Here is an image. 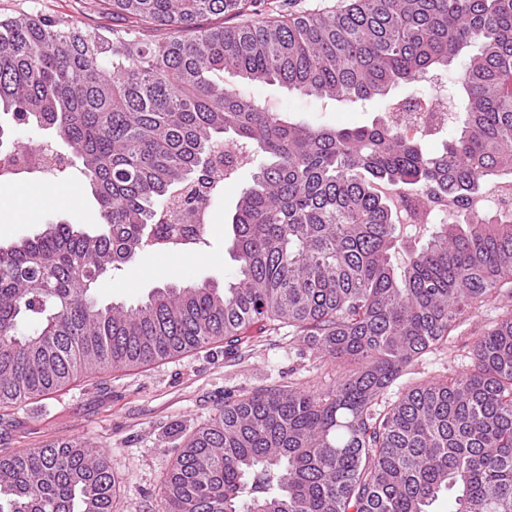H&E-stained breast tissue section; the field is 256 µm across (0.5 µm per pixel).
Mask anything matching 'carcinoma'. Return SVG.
Returning <instances> with one entry per match:
<instances>
[{"label":"carcinoma","instance_id":"obj_1","mask_svg":"<svg viewBox=\"0 0 512 512\" xmlns=\"http://www.w3.org/2000/svg\"><path fill=\"white\" fill-rule=\"evenodd\" d=\"M255 0H103L119 30L0 17V112L55 132L98 204L94 233L45 224L0 247V409L83 374L140 368L248 330L286 327L336 360L317 392L272 386L224 401L184 441L158 512H512V311L469 367L390 402L392 384L512 287V207L468 202L512 176V0H354L292 20ZM245 16L205 26L208 16ZM157 28L160 40L148 39ZM460 121L437 153L380 121L326 128L224 84L278 82L352 105L438 72ZM230 137H225V134ZM266 157L232 221L234 283L170 284L135 307L97 281L146 250L192 253L234 167ZM448 197L441 224L395 268L398 215L377 185ZM117 476L87 441L0 454V512H114Z\"/></svg>","mask_w":512,"mask_h":512}]
</instances>
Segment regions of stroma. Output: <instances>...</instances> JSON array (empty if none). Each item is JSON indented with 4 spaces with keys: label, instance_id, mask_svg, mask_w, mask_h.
Listing matches in <instances>:
<instances>
[{
    "label": "stroma",
    "instance_id": "1",
    "mask_svg": "<svg viewBox=\"0 0 512 512\" xmlns=\"http://www.w3.org/2000/svg\"><path fill=\"white\" fill-rule=\"evenodd\" d=\"M29 13L70 17L91 26L114 28L122 23L102 0H0L1 17ZM249 91L268 99L279 111L316 125H363L383 116L376 100L344 109L282 85L257 83ZM261 161V156H253L225 182L206 226V246L190 256L176 251L139 253L121 273L99 281L95 290L99 302L131 305L168 283L234 280L229 224L241 189ZM21 186L63 189L67 195L52 202L35 201L22 210L14 194ZM48 222L94 231L99 215L89 187L70 172L27 173L19 183L9 175L0 178V246L37 232L39 225ZM508 310H512V297L505 296L468 314L449 337L447 348L427 352L394 382L390 398H397L407 386L461 370L474 337ZM335 378V362L315 358L306 341L289 337L284 328L267 330L232 354L219 342L147 367L89 373L57 393L0 410V453L22 454L56 441L93 439L122 480L117 512H151L184 438L223 407L226 397L272 385L314 391Z\"/></svg>",
    "mask_w": 512,
    "mask_h": 512
}]
</instances>
